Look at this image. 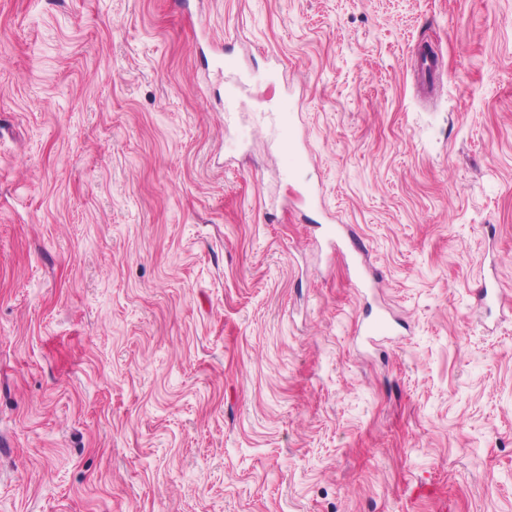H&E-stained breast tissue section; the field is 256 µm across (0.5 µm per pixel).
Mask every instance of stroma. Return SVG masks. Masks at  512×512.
Segmentation results:
<instances>
[{"instance_id": "1", "label": "stroma", "mask_w": 512, "mask_h": 512, "mask_svg": "<svg viewBox=\"0 0 512 512\" xmlns=\"http://www.w3.org/2000/svg\"><path fill=\"white\" fill-rule=\"evenodd\" d=\"M0 512H512V0H0ZM414 68L422 85L439 84L443 87L447 83V72L440 65L435 54L429 55L421 52ZM356 334L372 343L378 340H394L399 337L394 319L388 315L385 308L379 306L375 309L370 306L366 310L357 324Z\"/></svg>"}]
</instances>
